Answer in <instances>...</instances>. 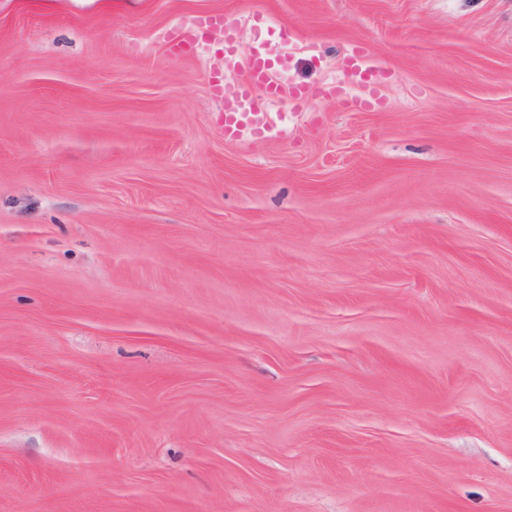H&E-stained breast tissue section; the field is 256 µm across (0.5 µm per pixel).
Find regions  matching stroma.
<instances>
[{
  "label": "stroma",
  "mask_w": 512,
  "mask_h": 512,
  "mask_svg": "<svg viewBox=\"0 0 512 512\" xmlns=\"http://www.w3.org/2000/svg\"><path fill=\"white\" fill-rule=\"evenodd\" d=\"M0 512H512V0H0ZM224 27L222 14L208 15L198 22L196 29L184 30L181 27L174 29L171 34L172 47L184 51L185 47H193L200 42H206V35ZM274 63L258 49L241 53L224 52L225 79L212 84V91L224 99L223 132L226 142L250 141L259 137L288 138V129L274 128L268 121V110L278 103L288 104L303 95L299 87L275 80ZM243 75V80L238 76ZM225 81V82H224ZM234 87L232 94L228 88ZM263 88L265 96L254 97L252 89Z\"/></svg>",
  "instance_id": "35a3bbf8"
}]
</instances>
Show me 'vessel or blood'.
<instances>
[{
	"mask_svg": "<svg viewBox=\"0 0 512 512\" xmlns=\"http://www.w3.org/2000/svg\"><path fill=\"white\" fill-rule=\"evenodd\" d=\"M220 14L200 19L196 29L175 28L171 44L177 50L205 41L207 34L223 28ZM272 60L258 49L225 53L222 81L212 86L214 94L224 101L223 132L225 141L236 143L259 137L284 139L287 129L276 128L268 121V111L278 103H287L302 95L299 87L275 80ZM263 88L264 97L254 96V88Z\"/></svg>",
	"mask_w": 512,
	"mask_h": 512,
	"instance_id": "1",
	"label": "vessel or blood"
}]
</instances>
